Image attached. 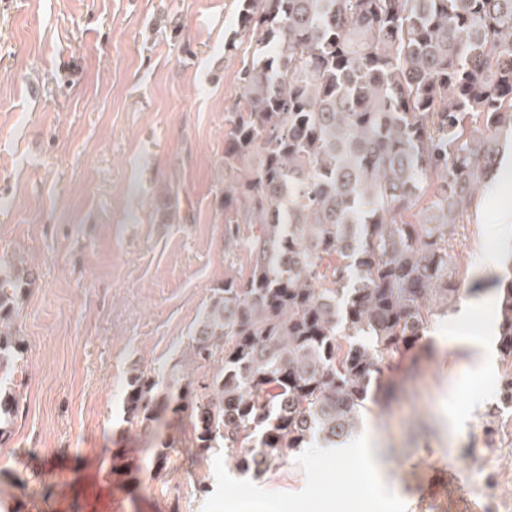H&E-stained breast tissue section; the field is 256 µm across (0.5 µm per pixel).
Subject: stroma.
Segmentation results:
<instances>
[{
    "label": "stroma",
    "mask_w": 512,
    "mask_h": 512,
    "mask_svg": "<svg viewBox=\"0 0 512 512\" xmlns=\"http://www.w3.org/2000/svg\"><path fill=\"white\" fill-rule=\"evenodd\" d=\"M238 0H0V262L35 274L18 298L23 409L0 439V512H442L449 459L480 512L512 489L495 410L506 371L494 336L444 320L383 368L404 380L362 412L360 438L312 463L289 454L261 477L223 450L195 460L188 423L162 473L124 482L119 448L156 438L124 420L122 385L139 368L173 381L211 376L183 352L242 254L224 249L225 117L241 94L242 52L224 41ZM456 250L491 316L512 223H466ZM384 464L376 483L336 481V456ZM207 493H200V485Z\"/></svg>",
    "instance_id": "1"
}]
</instances>
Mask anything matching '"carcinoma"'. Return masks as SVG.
I'll list each match as a JSON object with an SVG mask.
<instances>
[{
  "label": "carcinoma",
  "mask_w": 512,
  "mask_h": 512,
  "mask_svg": "<svg viewBox=\"0 0 512 512\" xmlns=\"http://www.w3.org/2000/svg\"><path fill=\"white\" fill-rule=\"evenodd\" d=\"M249 44L242 100L227 113L224 244L246 270L212 289L193 360L220 363L156 395L136 369L126 423L189 421L199 457L217 448L254 477L311 444L352 437L392 389L380 365L461 296L459 225L512 138V0H240ZM0 274V438L21 411L12 380L17 298ZM499 352L512 366V250L495 278ZM497 408L512 409V371ZM152 449L156 473L169 449ZM139 470L120 448L113 472Z\"/></svg>",
  "instance_id": "cac0c4a2"
}]
</instances>
